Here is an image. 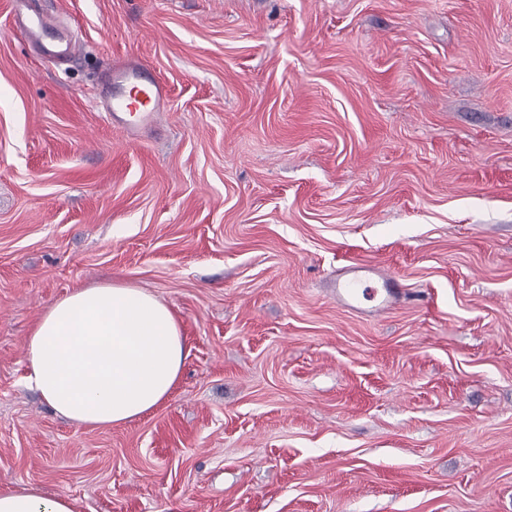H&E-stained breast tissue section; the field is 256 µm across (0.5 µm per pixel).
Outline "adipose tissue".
Instances as JSON below:
<instances>
[{"mask_svg":"<svg viewBox=\"0 0 512 512\" xmlns=\"http://www.w3.org/2000/svg\"><path fill=\"white\" fill-rule=\"evenodd\" d=\"M185 359L173 311L130 285L79 288L41 315L28 340V379L79 427L130 421L164 402ZM0 512H73L68 497L24 484L0 491Z\"/></svg>","mask_w":512,"mask_h":512,"instance_id":"ef3b65f1","label":"adipose tissue"}]
</instances>
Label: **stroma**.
<instances>
[{"label": "stroma", "instance_id": "1", "mask_svg": "<svg viewBox=\"0 0 512 512\" xmlns=\"http://www.w3.org/2000/svg\"><path fill=\"white\" fill-rule=\"evenodd\" d=\"M0 0V490L75 512H512V0ZM167 87L127 136L101 75ZM404 286L376 317L328 285ZM176 314L169 397L106 429L31 389L72 290ZM15 28L27 37L29 44L37 45L44 57L57 54L76 56L81 51L80 42L72 33L58 31L54 35L44 36L47 22L39 11L20 10L16 17ZM377 280L379 286L369 285ZM335 288L336 300L344 308L365 314L360 305L362 300L371 302L369 315L390 310L402 295L398 280L389 272L376 266L351 262L336 272L330 283ZM0 512H73L70 499L48 494L41 487L23 484L0 491Z\"/></svg>", "mask_w": 512, "mask_h": 512}]
</instances>
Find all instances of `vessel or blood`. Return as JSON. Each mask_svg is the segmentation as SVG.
I'll list each match as a JSON object with an SVG mask.
<instances>
[{
    "instance_id": "obj_1",
    "label": "vessel or blood",
    "mask_w": 512,
    "mask_h": 512,
    "mask_svg": "<svg viewBox=\"0 0 512 512\" xmlns=\"http://www.w3.org/2000/svg\"><path fill=\"white\" fill-rule=\"evenodd\" d=\"M15 27L26 36L28 43L38 46L42 56H75L81 51L80 42L72 33L47 35V22L39 11H19ZM104 81L110 91L104 110L123 115L124 129L130 134L148 124L153 112L159 111L167 97L164 83L135 61L115 65L106 73ZM331 286L344 308L356 311L367 301L374 315L390 310L402 294L398 280L389 272L359 262L341 267Z\"/></svg>"
}]
</instances>
